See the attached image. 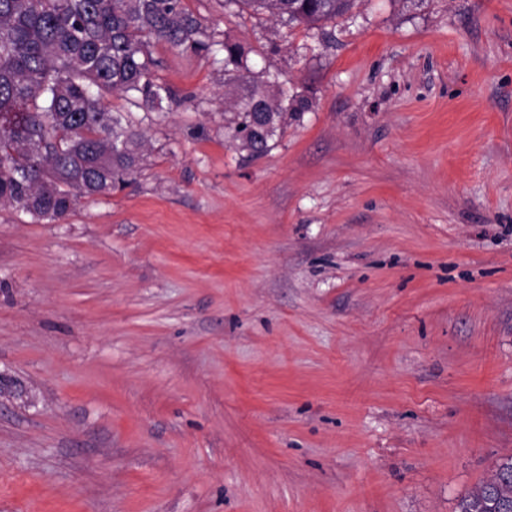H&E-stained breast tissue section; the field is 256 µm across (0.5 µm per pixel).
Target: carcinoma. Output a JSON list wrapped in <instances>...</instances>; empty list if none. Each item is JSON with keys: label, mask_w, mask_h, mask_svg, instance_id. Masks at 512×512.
Returning <instances> with one entry per match:
<instances>
[{"label": "carcinoma", "mask_w": 512, "mask_h": 512, "mask_svg": "<svg viewBox=\"0 0 512 512\" xmlns=\"http://www.w3.org/2000/svg\"><path fill=\"white\" fill-rule=\"evenodd\" d=\"M355 0H224L284 25L336 20ZM190 56L219 46L232 96L231 138L252 157L309 107L270 93L244 48L215 39L186 0H0V206L61 222L82 198L122 190L143 162V134L108 108L112 95L151 110L166 88L153 48ZM460 512H512V455L460 503Z\"/></svg>", "instance_id": "1"}]
</instances>
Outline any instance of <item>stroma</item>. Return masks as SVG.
I'll return each mask as SVG.
<instances>
[{"instance_id": "35a3bbf8", "label": "stroma", "mask_w": 512, "mask_h": 512, "mask_svg": "<svg viewBox=\"0 0 512 512\" xmlns=\"http://www.w3.org/2000/svg\"><path fill=\"white\" fill-rule=\"evenodd\" d=\"M309 109L248 157L155 46L134 182L0 207V512H459L512 454V0H187ZM224 8L266 14L287 26L327 23L352 9L355 0H224Z\"/></svg>"}]
</instances>
